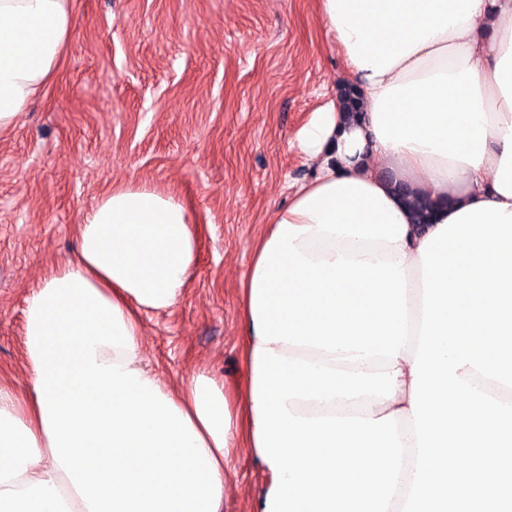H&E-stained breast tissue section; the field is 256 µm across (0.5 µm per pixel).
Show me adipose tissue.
<instances>
[{"label":"adipose tissue","mask_w":512,"mask_h":512,"mask_svg":"<svg viewBox=\"0 0 512 512\" xmlns=\"http://www.w3.org/2000/svg\"><path fill=\"white\" fill-rule=\"evenodd\" d=\"M319 6L362 110L330 99L292 141L314 175L252 246L242 382L145 367L199 236L171 193L113 187L25 298L0 512H222L240 448L257 512H512V0ZM72 27L71 0H0V131Z\"/></svg>","instance_id":"obj_1"}]
</instances>
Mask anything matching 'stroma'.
I'll return each mask as SVG.
<instances>
[{"mask_svg": "<svg viewBox=\"0 0 512 512\" xmlns=\"http://www.w3.org/2000/svg\"><path fill=\"white\" fill-rule=\"evenodd\" d=\"M57 73L0 133V378L25 388L28 290L74 251L112 186L174 192L199 227L195 280L144 320L147 363L175 384L243 378L241 279L251 247L311 176L289 142L335 92L342 57L318 0H72ZM263 467L233 460L223 512H254Z\"/></svg>", "mask_w": 512, "mask_h": 512, "instance_id": "obj_1", "label": "stroma"}]
</instances>
